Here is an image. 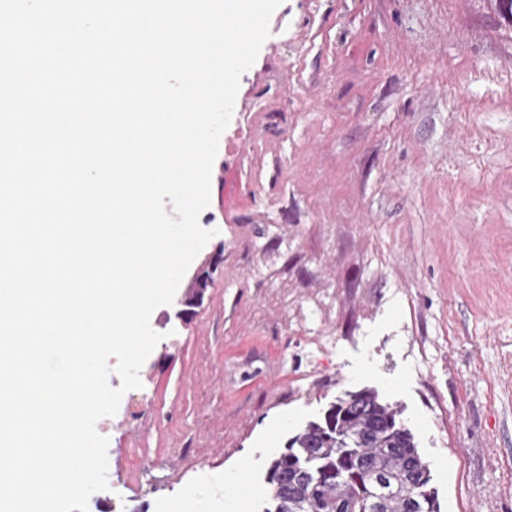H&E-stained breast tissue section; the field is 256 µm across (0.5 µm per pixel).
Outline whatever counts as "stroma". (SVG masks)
<instances>
[{
  "label": "stroma",
  "instance_id": "35a3bbf8",
  "mask_svg": "<svg viewBox=\"0 0 512 512\" xmlns=\"http://www.w3.org/2000/svg\"><path fill=\"white\" fill-rule=\"evenodd\" d=\"M200 224L222 260L193 316L152 312L149 406L97 422L88 512H261L288 439L363 389L400 410L440 512H512V27L493 0H283Z\"/></svg>",
  "mask_w": 512,
  "mask_h": 512
}]
</instances>
